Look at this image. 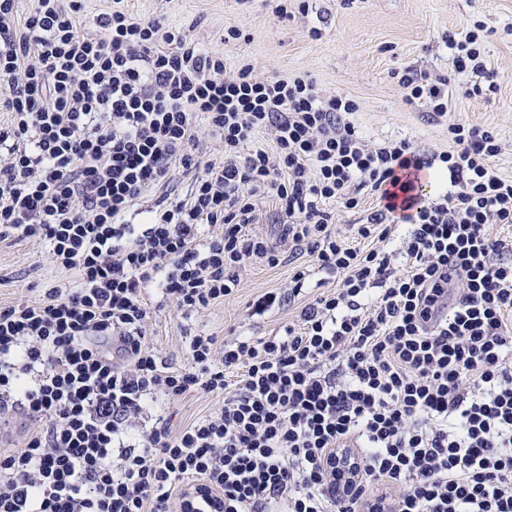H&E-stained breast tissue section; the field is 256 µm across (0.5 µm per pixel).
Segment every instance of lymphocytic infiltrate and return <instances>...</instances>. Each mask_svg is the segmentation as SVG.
Wrapping results in <instances>:
<instances>
[{"label": "lymphocytic infiltrate", "mask_w": 512, "mask_h": 512, "mask_svg": "<svg viewBox=\"0 0 512 512\" xmlns=\"http://www.w3.org/2000/svg\"><path fill=\"white\" fill-rule=\"evenodd\" d=\"M83 2L0 0V242L46 243L76 276L0 306V411L34 424L0 448V512H512V239L488 231L512 224V177L497 137L454 121L452 149L429 157L371 145L352 99L227 69L127 0L84 33ZM448 47L455 74L485 73L477 31ZM399 83L407 104L449 112L450 78L407 68ZM423 169L448 192L423 198ZM181 175L190 188L171 195ZM266 201L271 238L248 230ZM335 204L363 211L372 248L344 244ZM288 245L335 289L302 297L300 269L249 308L302 297L299 322L190 337L180 369L155 350L150 288L203 313L246 261L277 267ZM192 394L223 402L178 430L141 424L150 402Z\"/></svg>", "instance_id": "obj_1"}]
</instances>
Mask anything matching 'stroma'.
Segmentation results:
<instances>
[{
  "label": "stroma",
  "instance_id": "1",
  "mask_svg": "<svg viewBox=\"0 0 512 512\" xmlns=\"http://www.w3.org/2000/svg\"><path fill=\"white\" fill-rule=\"evenodd\" d=\"M140 18L165 15L188 39L223 53L227 69L249 62L258 74L311 77L322 93L354 99L351 116L371 144L407 139L425 154L449 150L448 119L493 131L503 150L498 171L512 176V0H309L301 13L289 0L286 19L272 15L262 0H130ZM484 27L487 66L497 74L494 93L467 97L454 93L448 119L434 117L424 106L402 100L397 73L403 68L437 76L450 73L448 33L474 24ZM241 28L245 40L224 44V27ZM320 37H312V29ZM307 268L305 286L312 294L333 289L332 278L311 257L290 249L285 263L269 267L253 260L240 274L238 292L206 313H180L170 306L157 311L151 341L173 366L186 365V332L233 336H271L297 321L302 301L261 316L247 306L269 291L291 288L297 267ZM66 272L47 260L44 244L0 243V305L31 297L33 289L67 280Z\"/></svg>",
  "mask_w": 512,
  "mask_h": 512
}]
</instances>
